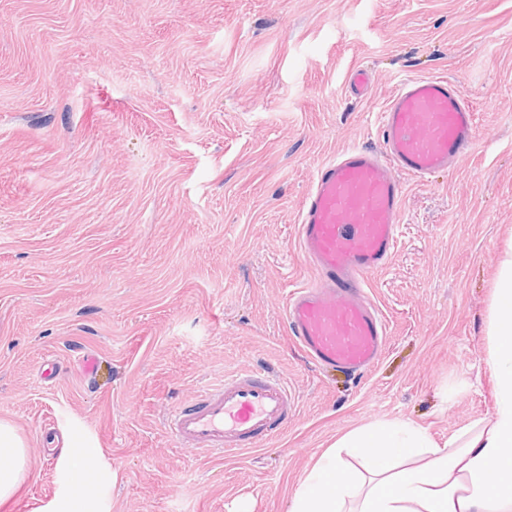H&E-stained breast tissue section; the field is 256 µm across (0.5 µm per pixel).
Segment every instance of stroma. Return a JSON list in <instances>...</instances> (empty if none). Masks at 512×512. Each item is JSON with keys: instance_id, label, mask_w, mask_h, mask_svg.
<instances>
[{"instance_id": "stroma-1", "label": "stroma", "mask_w": 512, "mask_h": 512, "mask_svg": "<svg viewBox=\"0 0 512 512\" xmlns=\"http://www.w3.org/2000/svg\"><path fill=\"white\" fill-rule=\"evenodd\" d=\"M427 76L459 89L476 142L402 179L395 251L369 280L378 365L315 367L284 319L313 277L303 201L321 164L381 147L382 110ZM511 242L512 0H0V418L30 458L0 512L54 496L70 426L99 442L111 512H292L347 431L400 420L443 443L490 419ZM267 368L297 399L282 435L227 458L175 447L170 409Z\"/></svg>"}]
</instances>
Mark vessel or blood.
Returning a JSON list of instances; mask_svg holds the SVG:
<instances>
[{"mask_svg": "<svg viewBox=\"0 0 512 512\" xmlns=\"http://www.w3.org/2000/svg\"><path fill=\"white\" fill-rule=\"evenodd\" d=\"M382 149L352 146L322 164L305 199L297 242L314 278L290 293L285 321L307 357L353 375L372 370L387 324L368 296V278L390 260L404 186L447 171L476 140L475 114L444 77L405 80L381 114ZM295 401L271 371L226 375L168 417L178 447L234 455L283 433Z\"/></svg>", "mask_w": 512, "mask_h": 512, "instance_id": "vessel-or-blood-1", "label": "vessel or blood"}]
</instances>
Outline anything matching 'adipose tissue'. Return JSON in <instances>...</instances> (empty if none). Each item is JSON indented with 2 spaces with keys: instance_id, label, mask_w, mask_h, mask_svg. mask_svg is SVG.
I'll use <instances>...</instances> for the list:
<instances>
[{
  "instance_id": "adipose-tissue-1",
  "label": "adipose tissue",
  "mask_w": 512,
  "mask_h": 512,
  "mask_svg": "<svg viewBox=\"0 0 512 512\" xmlns=\"http://www.w3.org/2000/svg\"><path fill=\"white\" fill-rule=\"evenodd\" d=\"M487 365L497 383L493 417L437 443L405 421L348 432L315 457L294 495L293 512H512V246L489 306ZM423 464L412 465L417 455ZM89 439L64 435L56 497L37 512H109L96 492L111 482ZM29 467L28 444L0 420V505L13 499Z\"/></svg>"
}]
</instances>
